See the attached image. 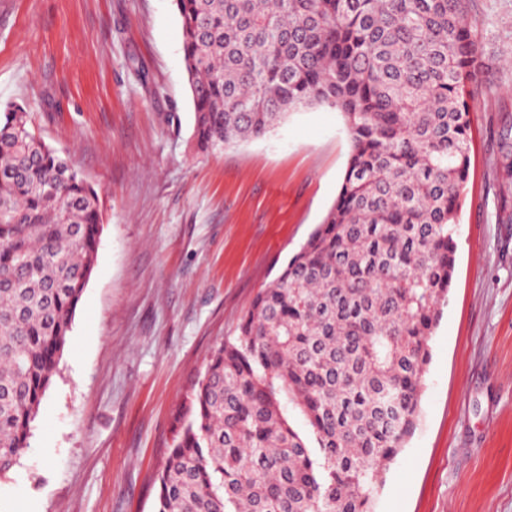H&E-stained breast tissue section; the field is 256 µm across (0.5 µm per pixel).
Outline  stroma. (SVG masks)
<instances>
[{"mask_svg": "<svg viewBox=\"0 0 512 512\" xmlns=\"http://www.w3.org/2000/svg\"><path fill=\"white\" fill-rule=\"evenodd\" d=\"M482 90L448 302L418 425L375 512H512V0H471ZM100 193L97 259L0 512H153L173 417L211 351L334 203L350 140L325 107L199 152L175 0H0V107ZM496 167L503 195L499 223L512 224V202L508 197L512 185V140L509 129H503L500 134Z\"/></svg>", "mask_w": 512, "mask_h": 512, "instance_id": "stroma-1", "label": "stroma"}]
</instances>
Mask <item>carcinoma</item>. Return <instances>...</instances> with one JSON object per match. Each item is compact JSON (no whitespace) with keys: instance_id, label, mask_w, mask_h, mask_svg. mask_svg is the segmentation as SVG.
<instances>
[{"instance_id":"cac0c4a2","label":"carcinoma","mask_w":512,"mask_h":512,"mask_svg":"<svg viewBox=\"0 0 512 512\" xmlns=\"http://www.w3.org/2000/svg\"><path fill=\"white\" fill-rule=\"evenodd\" d=\"M176 6L199 151L323 106L350 154L323 222L209 356L154 512H373L416 427L455 270L481 88L469 0ZM496 167L512 224L507 129ZM102 223L98 191L27 108L0 109V479L27 448Z\"/></svg>"}]
</instances>
